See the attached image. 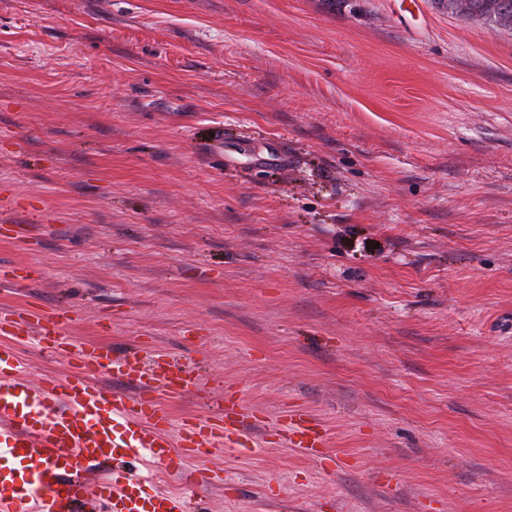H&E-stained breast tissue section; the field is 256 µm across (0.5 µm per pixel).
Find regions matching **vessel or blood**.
<instances>
[{
	"label": "vessel or blood",
	"instance_id": "1",
	"mask_svg": "<svg viewBox=\"0 0 512 512\" xmlns=\"http://www.w3.org/2000/svg\"><path fill=\"white\" fill-rule=\"evenodd\" d=\"M70 320L65 306L23 321L0 315L1 334L25 330L68 364L35 385L15 350L0 343V512H196L190 487L220 484V475L202 465L186 475L187 492H152L147 480L125 471L127 459L145 456L178 472L185 459L202 463L240 447L261 418L247 413L236 392L221 393L207 397L204 413L183 419L170 439L162 400L198 392L197 374L147 342L121 352L75 343L60 331ZM105 376L132 383L134 392L102 384ZM285 416L286 442L314 456L326 447L324 427L305 409L291 407Z\"/></svg>",
	"mask_w": 512,
	"mask_h": 512
}]
</instances>
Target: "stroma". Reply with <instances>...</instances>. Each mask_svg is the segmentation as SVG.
<instances>
[{
    "instance_id": "stroma-1",
    "label": "stroma",
    "mask_w": 512,
    "mask_h": 512,
    "mask_svg": "<svg viewBox=\"0 0 512 512\" xmlns=\"http://www.w3.org/2000/svg\"><path fill=\"white\" fill-rule=\"evenodd\" d=\"M0 313L144 340L249 433L200 512H512V31L437 0H0ZM287 425L283 438L290 445L302 448L310 455L321 453L320 448H328L327 434L324 427L318 423L303 408L296 406L285 410ZM289 419V426H288Z\"/></svg>"
}]
</instances>
